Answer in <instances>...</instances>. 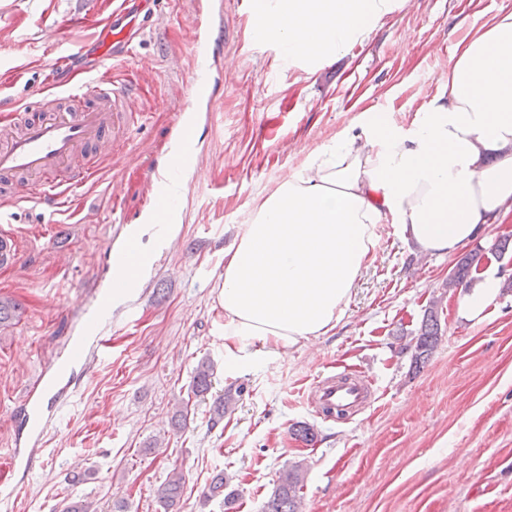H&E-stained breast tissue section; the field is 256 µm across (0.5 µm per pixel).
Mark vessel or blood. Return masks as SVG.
I'll use <instances>...</instances> for the list:
<instances>
[{
  "label": "vessel or blood",
  "mask_w": 512,
  "mask_h": 512,
  "mask_svg": "<svg viewBox=\"0 0 512 512\" xmlns=\"http://www.w3.org/2000/svg\"><path fill=\"white\" fill-rule=\"evenodd\" d=\"M190 74L194 82L207 85L210 73L206 49L210 18L201 0H194ZM99 30L94 67L82 71L77 81L61 91L49 85L30 89L45 114L20 107L15 120L18 131L0 136V206L35 202L57 214H67L69 195L75 188L97 183L105 165L127 144V130L137 112L132 84L111 73L117 58L131 54L142 26L135 11L115 8L96 21ZM179 159H172L165 172L150 171L144 177L146 199L159 200L163 174H176ZM126 259L125 254H108L102 273L103 289L95 297L91 313L63 363H50L40 370L32 387L20 401L29 441L38 443L49 406L57 404L76 384L111 352V336L99 329L95 317L112 305V274ZM370 386L362 375L337 373L321 377L310 388L306 402L319 412L357 413L368 402Z\"/></svg>",
  "instance_id": "obj_1"
}]
</instances>
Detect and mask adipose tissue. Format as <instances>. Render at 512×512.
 Wrapping results in <instances>:
<instances>
[{
	"label": "adipose tissue",
	"mask_w": 512,
	"mask_h": 512,
	"mask_svg": "<svg viewBox=\"0 0 512 512\" xmlns=\"http://www.w3.org/2000/svg\"><path fill=\"white\" fill-rule=\"evenodd\" d=\"M406 0H253L255 36L304 72L332 63ZM512 217V11L457 43L428 107L409 126L358 116L298 172L255 201L224 250L219 303L228 370L272 361L344 317L396 224L422 255H446ZM493 269L465 290L480 317L500 293Z\"/></svg>",
	"instance_id": "adipose-tissue-1"
}]
</instances>
